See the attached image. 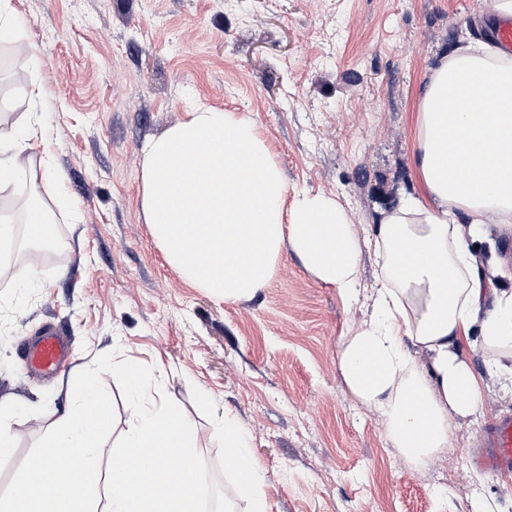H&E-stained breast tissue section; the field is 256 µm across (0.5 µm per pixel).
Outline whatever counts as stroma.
<instances>
[{
    "mask_svg": "<svg viewBox=\"0 0 512 512\" xmlns=\"http://www.w3.org/2000/svg\"><path fill=\"white\" fill-rule=\"evenodd\" d=\"M15 37L33 44L0 70V136L40 116L62 183L47 197L59 246L0 271V400L17 408L4 492L35 441L73 404L76 374L114 352L153 376L199 427L198 454L233 501L215 416L247 431L270 512H472L480 495L512 512V474L473 468L484 428L512 413L476 337L459 346L481 406L453 420L448 447L417 465L340 373L343 336L369 302L350 303L290 248L254 296L234 302L188 284L141 207L144 144L210 107L250 117L289 196L323 195L359 236L413 191V114L424 78L464 37L482 36L484 0H11ZM53 325L62 371L31 374L21 343Z\"/></svg>",
    "mask_w": 512,
    "mask_h": 512,
    "instance_id": "obj_1",
    "label": "stroma"
}]
</instances>
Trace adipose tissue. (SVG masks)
<instances>
[{"instance_id":"ef3b65f1","label":"adipose tissue","mask_w":512,"mask_h":512,"mask_svg":"<svg viewBox=\"0 0 512 512\" xmlns=\"http://www.w3.org/2000/svg\"><path fill=\"white\" fill-rule=\"evenodd\" d=\"M39 116L0 143V188L39 173L27 221L48 223L43 195L59 177L40 154ZM419 192L385 212L360 241L335 200L287 185L254 123L200 109L145 147L141 206L171 266L213 296L236 301L266 284L283 246L346 299L358 292L363 247L381 264L370 312L340 350L349 390L384 415L392 442L422 459L448 445L451 422L480 406L477 376L460 337L512 350V265L493 278L473 273L471 250L489 224L512 225V56L492 41H471L443 56L427 77L414 115ZM224 448L248 463L239 493L252 512H269L263 475L244 430L221 417Z\"/></svg>"}]
</instances>
